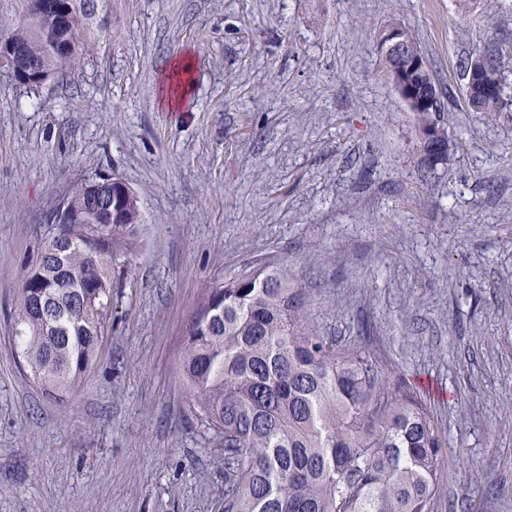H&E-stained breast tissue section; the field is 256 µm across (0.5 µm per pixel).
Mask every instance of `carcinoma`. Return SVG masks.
<instances>
[{"label": "carcinoma", "mask_w": 512, "mask_h": 512, "mask_svg": "<svg viewBox=\"0 0 512 512\" xmlns=\"http://www.w3.org/2000/svg\"><path fill=\"white\" fill-rule=\"evenodd\" d=\"M70 6L56 50L31 24L13 32L23 65L64 74L106 28V0ZM494 119L503 92L469 102ZM90 182L70 201L87 223L62 226L22 282L18 347L45 385L78 386L97 358L112 295V257L136 245L138 200L120 224L96 223ZM54 312L41 316L38 304ZM182 376L193 407L224 433V512H430L447 457L430 410L399 375L361 346L310 323L304 290L286 263L206 289L185 330Z\"/></svg>", "instance_id": "1"}]
</instances>
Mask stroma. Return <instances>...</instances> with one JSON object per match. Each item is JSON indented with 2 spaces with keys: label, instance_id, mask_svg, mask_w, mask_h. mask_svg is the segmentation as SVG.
I'll list each match as a JSON object with an SVG mask.
<instances>
[{
  "label": "stroma",
  "instance_id": "stroma-1",
  "mask_svg": "<svg viewBox=\"0 0 512 512\" xmlns=\"http://www.w3.org/2000/svg\"><path fill=\"white\" fill-rule=\"evenodd\" d=\"M110 26L41 87L0 67V512H222L224 435L180 372L205 291L288 263L318 331L363 346L432 407V512H512V105L471 111L460 64L496 53L512 101V0H109ZM413 35L442 96L427 170L380 49ZM196 58L177 112L155 89ZM135 190L134 251L76 389L17 345L24 274L72 184ZM370 322L373 336L361 333ZM435 130L436 134L432 137L428 148H426V142L424 140L422 141L425 163H436L438 165L442 164L439 158L443 157L445 153L448 154V138L444 128L438 122L435 123Z\"/></svg>",
  "mask_w": 512,
  "mask_h": 512
}]
</instances>
